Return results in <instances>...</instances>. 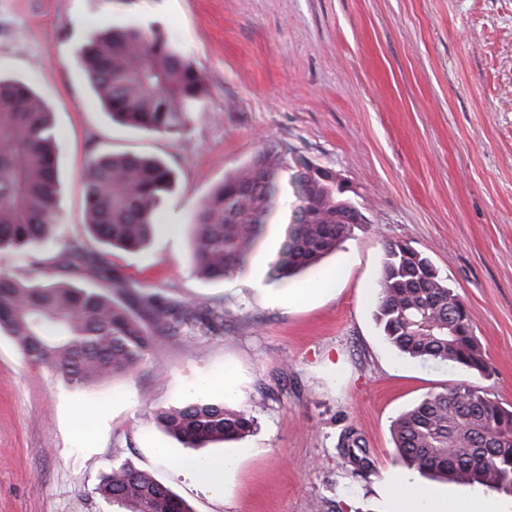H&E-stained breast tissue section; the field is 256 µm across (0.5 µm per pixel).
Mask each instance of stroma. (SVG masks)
Listing matches in <instances>:
<instances>
[{
  "instance_id": "35a3bbf8",
  "label": "stroma",
  "mask_w": 512,
  "mask_h": 512,
  "mask_svg": "<svg viewBox=\"0 0 512 512\" xmlns=\"http://www.w3.org/2000/svg\"><path fill=\"white\" fill-rule=\"evenodd\" d=\"M129 21L158 23L205 79L181 132L112 120L78 64L94 32ZM0 76L48 104L60 181L58 226L1 251L0 272L59 279L68 243L102 253L82 222L87 166L102 152L156 157L176 178L159 228L142 250H112L111 266L146 292L224 309L216 330L156 336L133 373L91 391L1 332L0 512H126L96 491L123 463L194 512H387L397 415L460 384L512 407V0H0ZM268 146L283 162L243 271L199 276L195 209ZM303 159L335 170L368 222L319 269L277 280ZM401 240L465 304L486 372L405 357L383 336L377 284ZM200 401L257 421L219 495L170 465L187 450L156 420ZM347 429L363 471L338 447Z\"/></svg>"
}]
</instances>
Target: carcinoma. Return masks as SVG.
I'll use <instances>...</instances> for the list:
<instances>
[{
  "instance_id": "cac0c4a2",
  "label": "carcinoma",
  "mask_w": 512,
  "mask_h": 512,
  "mask_svg": "<svg viewBox=\"0 0 512 512\" xmlns=\"http://www.w3.org/2000/svg\"><path fill=\"white\" fill-rule=\"evenodd\" d=\"M78 60L103 108L121 123L153 134L180 131L206 94L203 75L162 31L129 23L91 37ZM281 165L271 148L227 178L201 203L193 258L207 278L241 270L255 245L259 218L274 194ZM173 172L163 162L135 154L102 153L85 178L84 224L108 247L135 251L152 237ZM296 217L288 242L273 264L277 279L316 266L334 253L354 227L359 207L332 169L296 175ZM59 180L51 112L27 84L0 77V249H25L47 238L58 219ZM55 268L72 277L37 281L0 273V330L26 356L60 373L76 388L135 371L149 356L154 333L193 339L198 323L224 318V309H199L147 293L111 272L105 255L67 245ZM110 280V293L76 284ZM377 320L403 355L486 371L485 352L467 309L431 260L406 242L385 249L378 282ZM159 426L186 448L243 439L254 417L222 403H196L162 411ZM400 462L424 474L464 486H483L512 496V410L469 385L429 395L392 424ZM350 431L340 448L353 463ZM127 512H194L152 474L125 464L112 468L96 487Z\"/></svg>"
}]
</instances>
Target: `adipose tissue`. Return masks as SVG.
<instances>
[{"label":"adipose tissue","mask_w":512,"mask_h":512,"mask_svg":"<svg viewBox=\"0 0 512 512\" xmlns=\"http://www.w3.org/2000/svg\"><path fill=\"white\" fill-rule=\"evenodd\" d=\"M237 456V450L233 449L205 459L184 457L178 459L177 465L207 489L219 493L223 490L225 475L236 465ZM381 492L391 504L390 512H512V505L482 491L475 490L464 496L443 495L417 487L401 474L386 478Z\"/></svg>","instance_id":"1"}]
</instances>
